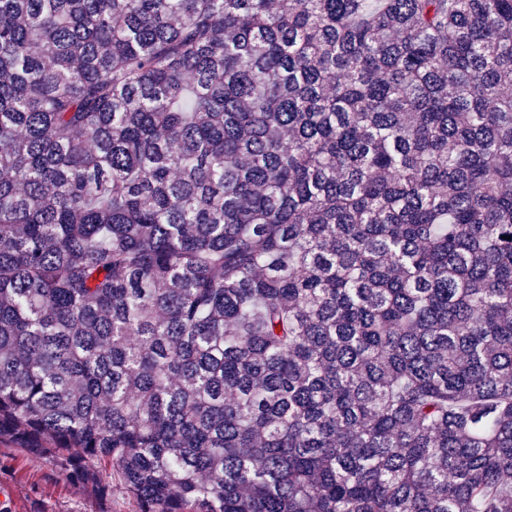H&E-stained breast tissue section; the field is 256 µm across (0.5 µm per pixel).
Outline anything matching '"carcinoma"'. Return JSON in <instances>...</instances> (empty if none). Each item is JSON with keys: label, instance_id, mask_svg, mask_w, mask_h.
I'll use <instances>...</instances> for the list:
<instances>
[{"label": "carcinoma", "instance_id": "cac0c4a2", "mask_svg": "<svg viewBox=\"0 0 512 512\" xmlns=\"http://www.w3.org/2000/svg\"><path fill=\"white\" fill-rule=\"evenodd\" d=\"M512 0H0V444L140 512H512Z\"/></svg>", "mask_w": 512, "mask_h": 512}]
</instances>
